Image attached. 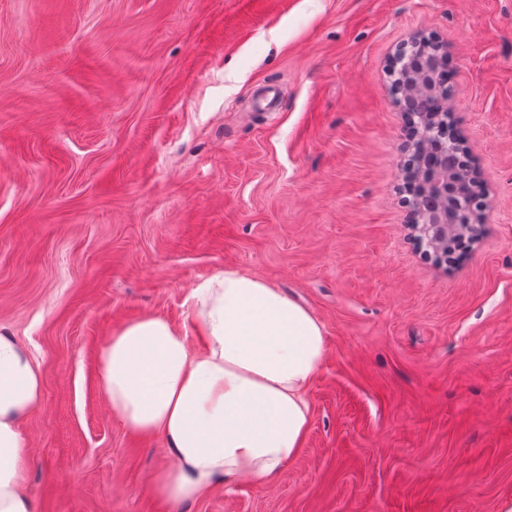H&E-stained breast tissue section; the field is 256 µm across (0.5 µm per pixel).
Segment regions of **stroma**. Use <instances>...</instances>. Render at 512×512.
Listing matches in <instances>:
<instances>
[{
	"label": "stroma",
	"mask_w": 512,
	"mask_h": 512,
	"mask_svg": "<svg viewBox=\"0 0 512 512\" xmlns=\"http://www.w3.org/2000/svg\"><path fill=\"white\" fill-rule=\"evenodd\" d=\"M448 44L490 209L454 262L404 205L388 73ZM227 268L314 314L327 353L298 455L173 510L162 436L98 389L121 323L204 336ZM0 332L39 365L34 512H500L512 500V0H0ZM423 42L428 45L425 48H422V51L430 50L431 52V54L424 52L426 55L432 57L431 64L441 66L446 72L448 70V45L442 41H437L432 38L416 36L411 39V48L416 49L413 52V55L421 54V49L417 48H419Z\"/></svg>",
	"instance_id": "obj_1"
}]
</instances>
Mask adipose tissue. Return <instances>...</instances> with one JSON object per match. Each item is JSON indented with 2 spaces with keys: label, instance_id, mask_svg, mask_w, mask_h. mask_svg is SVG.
<instances>
[{
  "label": "adipose tissue",
  "instance_id": "1",
  "mask_svg": "<svg viewBox=\"0 0 512 512\" xmlns=\"http://www.w3.org/2000/svg\"><path fill=\"white\" fill-rule=\"evenodd\" d=\"M192 298L202 350L186 331L145 316L113 331L98 370L113 416L164 436L171 462L155 473L151 491L175 508L222 481L281 472L302 446L326 357L323 323L262 278L227 268ZM42 400L39 368L0 333V512H34L22 486L20 424Z\"/></svg>",
  "mask_w": 512,
  "mask_h": 512
}]
</instances>
